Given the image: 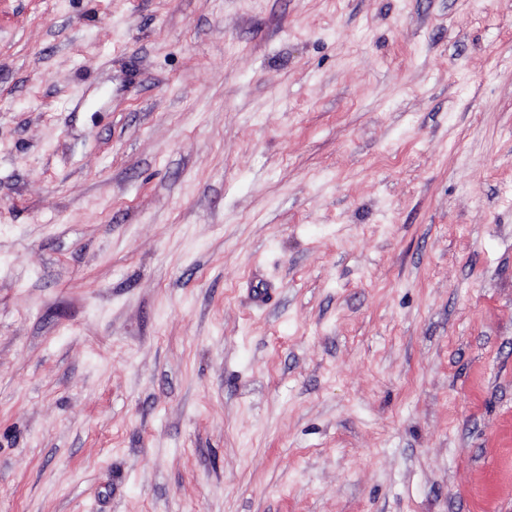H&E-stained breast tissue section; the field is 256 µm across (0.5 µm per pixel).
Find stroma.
Segmentation results:
<instances>
[{
  "label": "stroma",
  "instance_id": "stroma-1",
  "mask_svg": "<svg viewBox=\"0 0 512 512\" xmlns=\"http://www.w3.org/2000/svg\"><path fill=\"white\" fill-rule=\"evenodd\" d=\"M0 512H512V0H0Z\"/></svg>",
  "mask_w": 512,
  "mask_h": 512
}]
</instances>
